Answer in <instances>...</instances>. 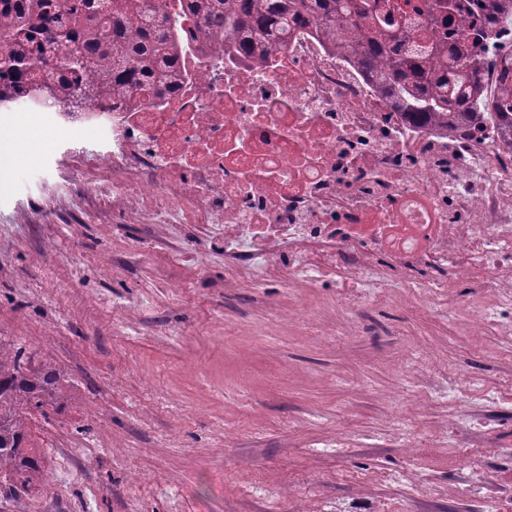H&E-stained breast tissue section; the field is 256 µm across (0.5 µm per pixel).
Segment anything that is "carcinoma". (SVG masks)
Listing matches in <instances>:
<instances>
[{"label":"carcinoma","mask_w":512,"mask_h":512,"mask_svg":"<svg viewBox=\"0 0 512 512\" xmlns=\"http://www.w3.org/2000/svg\"><path fill=\"white\" fill-rule=\"evenodd\" d=\"M186 9L217 57L254 63L285 47L288 28L314 21L336 54L412 122L462 130L493 112L512 133V68L504 67L492 100L482 82L486 46L512 25V0H437L431 22L444 35L410 47L408 34L364 0H187ZM181 20L170 0H0V109L110 112L127 94L154 104L197 41ZM63 381L54 363L0 336V486L21 503L43 479L32 417L65 408Z\"/></svg>","instance_id":"carcinoma-1"}]
</instances>
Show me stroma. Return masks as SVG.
Here are the masks:
<instances>
[{
	"mask_svg": "<svg viewBox=\"0 0 512 512\" xmlns=\"http://www.w3.org/2000/svg\"><path fill=\"white\" fill-rule=\"evenodd\" d=\"M20 110L0 112V334L65 372L69 398L38 418L44 485L28 512H404L415 475L431 512H463L465 438L441 433L452 409H406L385 360L433 350L431 388L473 376L512 399V336H461L455 313L373 312L381 333L303 320L249 335L263 291L225 296L224 229L104 224L49 166L50 141ZM187 255L173 268L171 249ZM415 448L378 445L402 429ZM343 432L344 447L320 442ZM482 449L487 481L512 488V415ZM71 461L73 477L59 472ZM288 494L280 502L279 494Z\"/></svg>",
	"mask_w": 512,
	"mask_h": 512,
	"instance_id": "1",
	"label": "stroma"
}]
</instances>
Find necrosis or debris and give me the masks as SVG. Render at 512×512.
<instances>
[{
    "mask_svg": "<svg viewBox=\"0 0 512 512\" xmlns=\"http://www.w3.org/2000/svg\"><path fill=\"white\" fill-rule=\"evenodd\" d=\"M161 106L128 98L111 112H54L52 130L91 132L96 149L59 172L116 224H220L224 292L263 288L277 324L332 320L301 295L332 284L364 305L453 307L457 281L485 296L463 332L512 334V147L495 123L451 132L410 124L312 23L260 67L194 49ZM491 382L440 390L455 430L500 441Z\"/></svg>",
    "mask_w": 512,
    "mask_h": 512,
    "instance_id": "1",
    "label": "necrosis or debris"
}]
</instances>
